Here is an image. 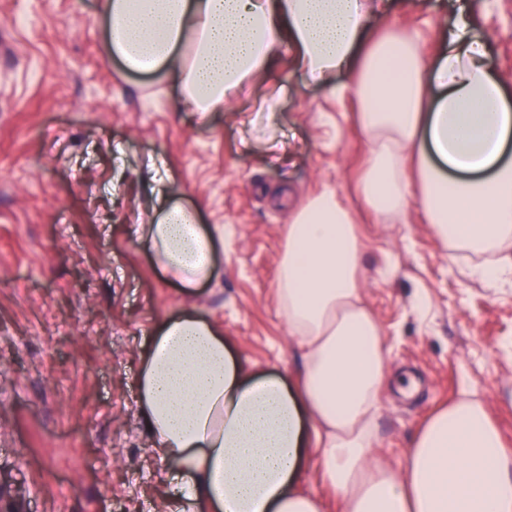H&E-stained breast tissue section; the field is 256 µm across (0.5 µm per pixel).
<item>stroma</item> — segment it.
<instances>
[{"label": "stroma", "mask_w": 512, "mask_h": 512, "mask_svg": "<svg viewBox=\"0 0 512 512\" xmlns=\"http://www.w3.org/2000/svg\"><path fill=\"white\" fill-rule=\"evenodd\" d=\"M102 0H0V494L21 512H170L176 483L142 423L137 374L185 307L224 329L247 374L294 385L303 350L277 287L292 209L350 185L366 153L349 99L302 84L280 48L251 91L200 118L167 78L107 57ZM489 56L512 98V0H488ZM279 96L274 128L239 112ZM220 250L186 295L136 233L161 198ZM361 294L387 375L373 457L474 390L512 454V285L488 288L417 208L366 219Z\"/></svg>", "instance_id": "1"}]
</instances>
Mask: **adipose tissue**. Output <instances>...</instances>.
I'll list each match as a JSON object with an SVG mask.
<instances>
[{"label":"adipose tissue","instance_id":"ef3b65f1","mask_svg":"<svg viewBox=\"0 0 512 512\" xmlns=\"http://www.w3.org/2000/svg\"><path fill=\"white\" fill-rule=\"evenodd\" d=\"M387 9V0H104L98 23L125 69L174 77L181 107L202 114L266 75L288 45L303 84L357 103L368 144L357 190L368 208L391 217L417 206L497 287L512 277V107L487 52L485 0H455L429 55L418 36L378 25ZM144 240L185 291L212 277L215 240L194 212L169 206ZM361 250L337 191L293 210L278 292L303 348L296 390L247 379L223 329L192 310L155 332L138 377L141 417L157 456L181 474L177 512H321L294 489L312 454L348 512H512V454L469 397L434 413L399 467L373 462L386 359L360 295Z\"/></svg>","mask_w":512,"mask_h":512}]
</instances>
